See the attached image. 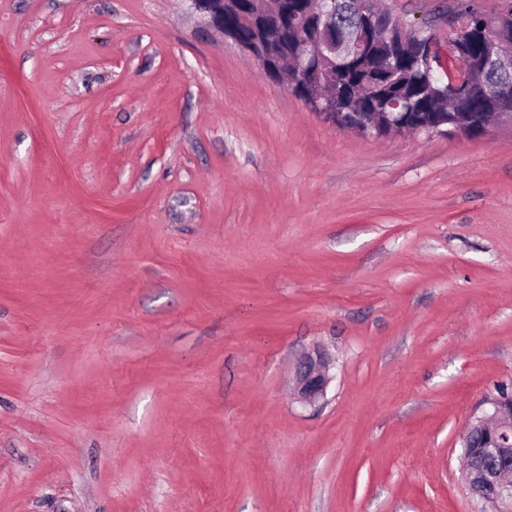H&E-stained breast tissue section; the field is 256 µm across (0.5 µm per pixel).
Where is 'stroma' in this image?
I'll use <instances>...</instances> for the list:
<instances>
[{
  "label": "stroma",
  "instance_id": "35a3bbf8",
  "mask_svg": "<svg viewBox=\"0 0 512 512\" xmlns=\"http://www.w3.org/2000/svg\"><path fill=\"white\" fill-rule=\"evenodd\" d=\"M502 385L512 128L339 129L186 0H0V512H493ZM328 370V354L319 347L299 360L295 380L297 399L301 404H315L324 398L332 379ZM501 396L510 395L507 387L498 390ZM499 397L490 400L491 410L469 419L462 439V474L466 487L480 499L493 504L496 512L512 511V484L501 479V473L512 466V399ZM480 432L478 446L485 449V467L465 452L472 448L471 434Z\"/></svg>",
  "mask_w": 512,
  "mask_h": 512
}]
</instances>
